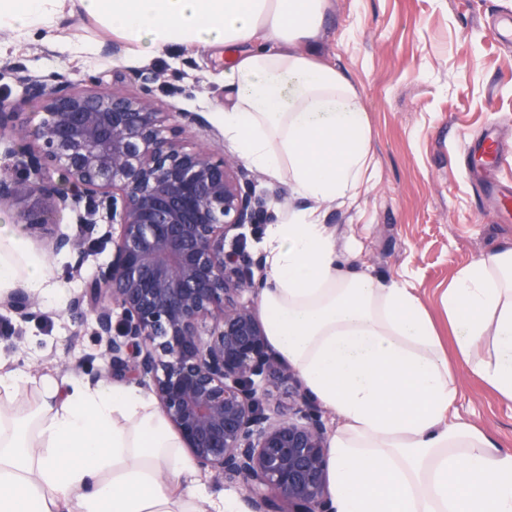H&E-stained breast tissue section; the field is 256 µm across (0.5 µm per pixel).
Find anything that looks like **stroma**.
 I'll use <instances>...</instances> for the list:
<instances>
[{
  "label": "stroma",
  "instance_id": "obj_1",
  "mask_svg": "<svg viewBox=\"0 0 512 512\" xmlns=\"http://www.w3.org/2000/svg\"><path fill=\"white\" fill-rule=\"evenodd\" d=\"M504 14L512 15V0H330L318 42L320 59L345 72L357 89L376 167L374 188L353 206L329 207L323 221L335 229L338 249L357 245L351 266L415 288L447 352L452 338L442 295L448 284L458 269L512 242V210L486 204L462 152L465 142L493 124L512 142V40L496 41L488 27ZM62 34L95 45L97 55L59 53L38 30L0 51V105L19 115L0 145L21 147L24 131L41 118L5 73L14 61L45 80L65 71L78 88L105 91L119 83L132 95L140 92L132 74L145 66L160 75L153 86L160 111L196 112L205 119L183 128V142L209 147L218 158L235 157L219 119L228 104L222 55L182 47L144 66L112 62L104 52L115 41L111 30L79 14L67 17ZM249 175L263 213L242 229L235 246L258 258L270 226L307 203L287 178L254 168ZM25 243L47 260L53 294L40 298V314L30 320L0 308V362L90 380L104 371L99 341L90 318L70 310L69 302L84 278L110 258L112 242L98 233L85 247L77 277L69 274L74 255L49 253L31 237ZM457 388L450 417L470 421L512 448V406L463 370Z\"/></svg>",
  "mask_w": 512,
  "mask_h": 512
}]
</instances>
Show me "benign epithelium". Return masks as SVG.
<instances>
[{
  "mask_svg": "<svg viewBox=\"0 0 512 512\" xmlns=\"http://www.w3.org/2000/svg\"><path fill=\"white\" fill-rule=\"evenodd\" d=\"M9 73L41 120L26 132L27 176L0 173V207L18 206L24 226L48 237L52 253L76 255L79 241L54 232L53 217L85 204L82 235L98 219L117 227L112 258L73 295L103 345L108 373L149 386L172 428L203 470L237 482L250 512H331L328 448L311 403L273 415L267 387L293 385L254 312L260 261L226 250L228 236L260 216L247 172L188 149L168 124L194 112H160L154 72L134 75L141 94L53 83L20 62ZM21 319L38 299L21 289L0 300Z\"/></svg>",
  "mask_w": 512,
  "mask_h": 512,
  "instance_id": "1",
  "label": "benign epithelium"
}]
</instances>
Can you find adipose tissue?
Segmentation results:
<instances>
[{"instance_id":"ef3b65f1","label":"adipose tissue","mask_w":512,"mask_h":512,"mask_svg":"<svg viewBox=\"0 0 512 512\" xmlns=\"http://www.w3.org/2000/svg\"><path fill=\"white\" fill-rule=\"evenodd\" d=\"M61 0H0V34L53 32ZM149 60L223 50L224 137L307 206L272 225L258 310L268 344L339 425L327 440L333 512H512V449L448 421L456 367L512 403V245L444 293L454 357L406 283L344 266L325 206L370 188L355 86L314 55L328 0H72ZM48 265L0 226V288L46 297ZM178 434L134 383L0 367V512H239L209 493Z\"/></svg>"}]
</instances>
